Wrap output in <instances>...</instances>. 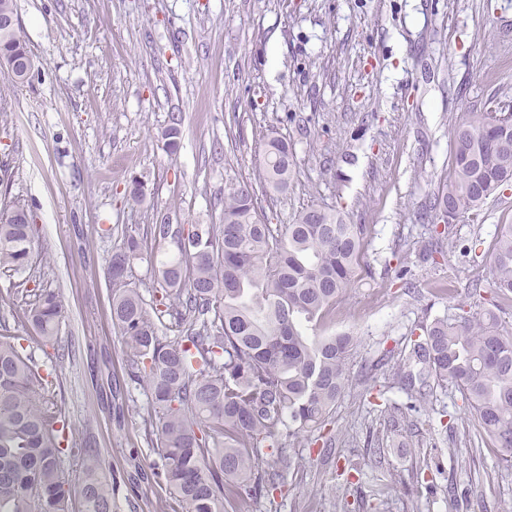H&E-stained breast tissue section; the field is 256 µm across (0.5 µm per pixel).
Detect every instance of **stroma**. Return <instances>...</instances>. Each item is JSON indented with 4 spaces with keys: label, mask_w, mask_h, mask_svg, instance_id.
Returning <instances> with one entry per match:
<instances>
[{
    "label": "stroma",
    "mask_w": 512,
    "mask_h": 512,
    "mask_svg": "<svg viewBox=\"0 0 512 512\" xmlns=\"http://www.w3.org/2000/svg\"><path fill=\"white\" fill-rule=\"evenodd\" d=\"M33 69L0 73V203L36 227L34 278L0 272V336H13L67 419L60 460L99 453L114 512H182L157 478L153 411L112 329L106 269L123 232L164 220L217 224L224 184L247 182L266 223L301 208L367 225L364 264L322 334L356 345L322 447L292 438L275 486L224 512H512V464L455 387L414 402L393 367L436 317L492 312L512 331V294L488 284L512 186L449 227L447 256L421 255L422 206L451 168L450 128L512 110V0H16ZM182 123L176 152L162 134ZM294 156L287 193L263 188L269 136ZM144 196L134 201L132 182ZM174 244L147 240L131 282L152 300ZM64 305L57 344L24 320L27 290Z\"/></svg>",
    "instance_id": "obj_1"
}]
</instances>
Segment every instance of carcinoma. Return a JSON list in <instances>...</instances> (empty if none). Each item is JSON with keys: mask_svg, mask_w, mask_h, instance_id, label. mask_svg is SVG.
Returning <instances> with one entry per match:
<instances>
[{"mask_svg": "<svg viewBox=\"0 0 512 512\" xmlns=\"http://www.w3.org/2000/svg\"><path fill=\"white\" fill-rule=\"evenodd\" d=\"M0 59L31 62L21 25L0 32ZM452 170L425 212L448 224L512 184V112H472L450 130ZM290 144L265 143L262 178L288 191ZM0 208V269H32L34 227ZM366 225L342 212L308 206L289 224H268L245 184L224 187V223L150 224L147 234L176 244L159 269L160 295L147 303L131 287L143 238L123 235L110 256L114 329L130 348V373L155 407L148 419L164 480L184 512H224V499L262 491L272 462L290 465L288 441L325 426L346 382L354 346L347 334L316 329L361 266ZM490 287L512 293V224H502L491 254ZM168 316L177 336L158 334ZM64 318L59 295L36 289L31 329L51 343ZM395 377L420 396L435 382L453 384L482 433L512 457V334L496 316L436 318L420 326ZM66 420L45 394V378L22 346L0 339V512H112V484L98 454L81 451L71 481L60 469Z\"/></svg>", "mask_w": 512, "mask_h": 512, "instance_id": "obj_1", "label": "carcinoma"}]
</instances>
